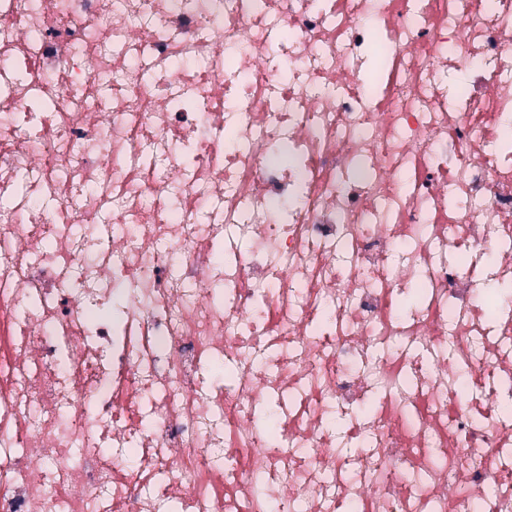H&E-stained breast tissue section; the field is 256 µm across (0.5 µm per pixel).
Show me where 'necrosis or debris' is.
Wrapping results in <instances>:
<instances>
[{
  "mask_svg": "<svg viewBox=\"0 0 512 512\" xmlns=\"http://www.w3.org/2000/svg\"><path fill=\"white\" fill-rule=\"evenodd\" d=\"M508 122L512 0H0V512H512Z\"/></svg>",
  "mask_w": 512,
  "mask_h": 512,
  "instance_id": "4bbe7bcc",
  "label": "necrosis or debris"
}]
</instances>
